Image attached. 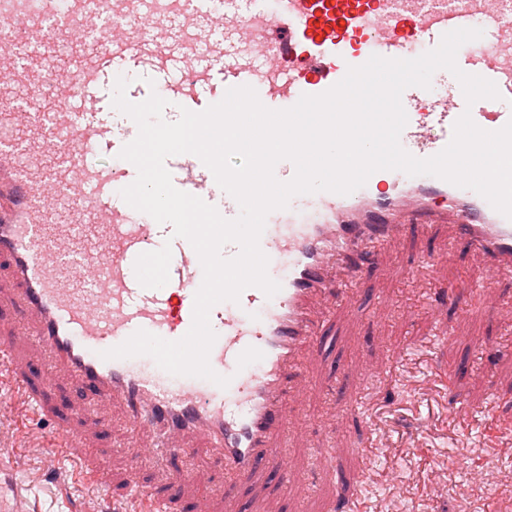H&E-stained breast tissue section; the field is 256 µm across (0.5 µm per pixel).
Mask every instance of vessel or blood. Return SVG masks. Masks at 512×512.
Wrapping results in <instances>:
<instances>
[{
  "instance_id": "obj_1",
  "label": "vessel or blood",
  "mask_w": 512,
  "mask_h": 512,
  "mask_svg": "<svg viewBox=\"0 0 512 512\" xmlns=\"http://www.w3.org/2000/svg\"><path fill=\"white\" fill-rule=\"evenodd\" d=\"M479 28L457 64L493 81L500 97L466 104L459 83L437 71L431 89L411 87L402 103L401 144L418 158L439 153L453 125L470 112L480 128L512 120V0H0V264L12 285L0 308L19 320L0 324V416L28 409L50 414L58 381H74L99 405L119 403L133 429L146 428L160 451L186 457L205 449L229 485L259 470L288 477L279 436L308 384L305 352L322 346L343 295L341 278L363 277L384 244L415 226H450L492 275H512V220L473 190L440 178L381 170L350 195L294 197L269 214L260 247L288 263L280 291L255 287L210 312L217 339L209 361L228 387L144 368L139 358L102 359V351L143 329L181 339L193 320L203 280L190 243L129 206L120 191L137 176L121 159L135 139L130 117L102 111L101 87L139 71L180 108L200 112L231 87H253L271 109L294 106L339 82L371 55L414 58L443 34ZM68 48L73 69L51 68L53 49ZM24 85L25 97L14 96ZM108 163H101V156ZM176 188L236 218V200L193 154L169 157ZM170 244V279L159 289L135 275L139 254ZM45 360L38 377L13 363L22 339ZM86 481L92 449L76 446L67 426L40 437ZM189 474L157 497L129 476L118 512H176Z\"/></svg>"
}]
</instances>
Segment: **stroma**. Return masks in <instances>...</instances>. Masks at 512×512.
Listing matches in <instances>:
<instances>
[{
	"label": "stroma",
	"instance_id": "1",
	"mask_svg": "<svg viewBox=\"0 0 512 512\" xmlns=\"http://www.w3.org/2000/svg\"><path fill=\"white\" fill-rule=\"evenodd\" d=\"M437 264L423 275L426 256ZM455 279L472 281L442 314L434 291ZM328 322V341L306 356L314 385L281 442L293 470L309 485L299 493L268 472L252 483L228 487L224 472L206 453L163 458L141 470L139 481L163 492L167 477L188 472L180 512L198 499L211 512H325L328 501L355 492L367 512H493L512 491V456L490 447L483 419L449 423V407H492L512 419V279H491L481 258L455 239L450 227L433 234L410 232L385 248L379 265L355 286ZM448 322L459 343L435 341L436 320ZM455 371L451 387L436 378ZM358 403L364 411L344 426L336 413ZM67 424L101 450L98 470L113 495L128 471L127 423L120 405L103 410L111 429L73 418L72 407L89 398L63 386L57 399ZM333 447L336 472L322 473L313 451ZM490 479L473 483L472 468ZM367 479L354 486L357 472ZM0 512H108L100 490L59 472L56 461L10 418L0 419Z\"/></svg>",
	"mask_w": 512,
	"mask_h": 512
}]
</instances>
